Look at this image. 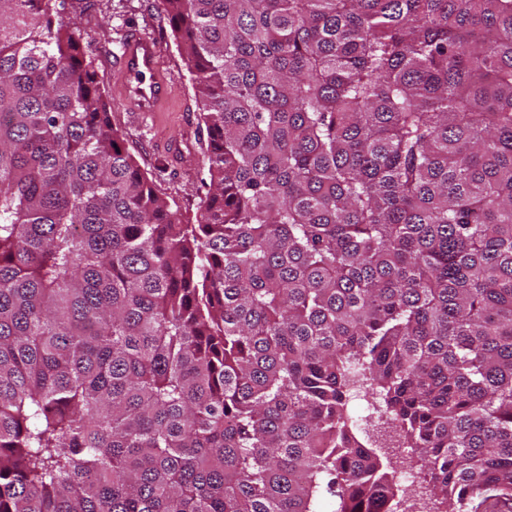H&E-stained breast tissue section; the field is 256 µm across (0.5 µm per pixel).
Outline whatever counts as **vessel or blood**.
<instances>
[{"label": "vessel or blood", "instance_id": "1", "mask_svg": "<svg viewBox=\"0 0 512 512\" xmlns=\"http://www.w3.org/2000/svg\"><path fill=\"white\" fill-rule=\"evenodd\" d=\"M120 68L124 101L139 112L155 111L169 93L170 83L160 71L154 40L138 34L131 36L123 49Z\"/></svg>", "mask_w": 512, "mask_h": 512}]
</instances>
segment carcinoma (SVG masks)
Returning <instances> with one entry per match:
<instances>
[{
	"label": "carcinoma",
	"instance_id": "carcinoma-1",
	"mask_svg": "<svg viewBox=\"0 0 512 512\" xmlns=\"http://www.w3.org/2000/svg\"><path fill=\"white\" fill-rule=\"evenodd\" d=\"M56 0H0V512L512 500V0H162L197 223Z\"/></svg>",
	"mask_w": 512,
	"mask_h": 512
}]
</instances>
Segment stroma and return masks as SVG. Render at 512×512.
<instances>
[{
	"instance_id": "stroma-1",
	"label": "stroma",
	"mask_w": 512,
	"mask_h": 512,
	"mask_svg": "<svg viewBox=\"0 0 512 512\" xmlns=\"http://www.w3.org/2000/svg\"><path fill=\"white\" fill-rule=\"evenodd\" d=\"M56 8L76 27L92 54L101 88L119 90L120 56L129 37L152 38L160 53L161 72L171 91L154 112H137L116 99L112 124L141 170L181 207L185 223H195L207 192L206 138L191 81L160 0H57Z\"/></svg>"
}]
</instances>
